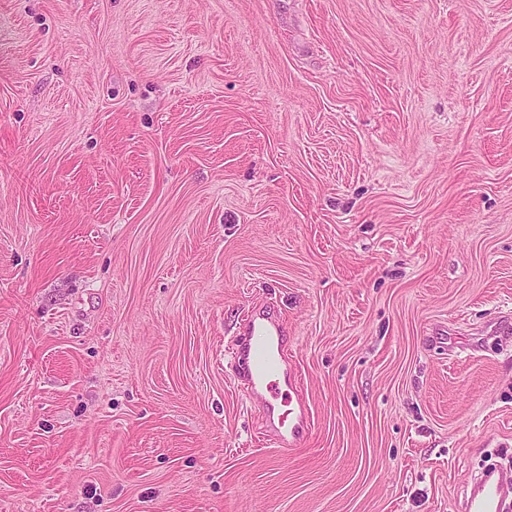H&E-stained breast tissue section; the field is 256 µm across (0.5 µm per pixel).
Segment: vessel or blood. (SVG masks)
<instances>
[{
    "mask_svg": "<svg viewBox=\"0 0 512 512\" xmlns=\"http://www.w3.org/2000/svg\"><path fill=\"white\" fill-rule=\"evenodd\" d=\"M240 382L250 400L262 408V433L283 450L306 445L312 417L296 365L288 358V330L273 313L247 315L230 351ZM504 480L485 472L466 498V512H502Z\"/></svg>",
    "mask_w": 512,
    "mask_h": 512,
    "instance_id": "obj_1",
    "label": "vessel or blood"
}]
</instances>
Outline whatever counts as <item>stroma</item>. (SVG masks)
<instances>
[{"label": "stroma", "instance_id": "obj_1", "mask_svg": "<svg viewBox=\"0 0 512 512\" xmlns=\"http://www.w3.org/2000/svg\"><path fill=\"white\" fill-rule=\"evenodd\" d=\"M507 449L512 0H0V512H462ZM287 334L279 317L254 310L230 354L248 398L262 408L263 435L293 452L306 445L312 417L297 367L288 359Z\"/></svg>", "mask_w": 512, "mask_h": 512}]
</instances>
